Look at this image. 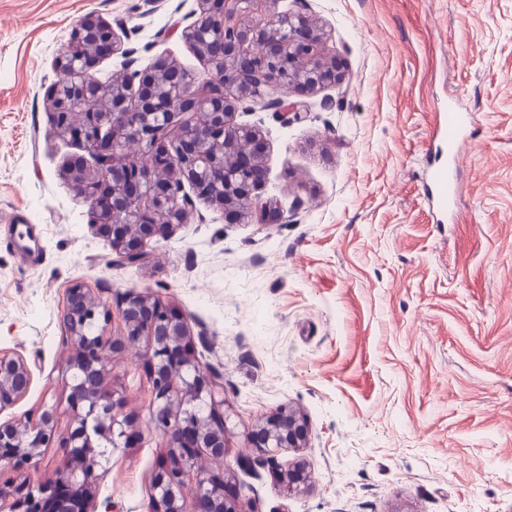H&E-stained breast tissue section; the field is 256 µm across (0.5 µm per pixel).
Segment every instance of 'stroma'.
<instances>
[{
	"mask_svg": "<svg viewBox=\"0 0 512 512\" xmlns=\"http://www.w3.org/2000/svg\"><path fill=\"white\" fill-rule=\"evenodd\" d=\"M341 83L301 112H239L260 127L268 179L236 224L196 198L171 238L120 261L92 202L62 173L88 161L53 134L46 90L57 51L93 13L125 20L137 68L164 56L205 76L183 41L196 0H0V350L32 372L3 419L65 405L68 288L108 303L127 291L187 317L201 370L224 389V468L244 512H512V0H308ZM469 110L456 201L438 222L423 175L438 114ZM30 225L40 258L13 244ZM111 381L141 445L110 455L99 500L146 512L163 443L135 353ZM305 414L307 448L274 462L245 435L277 406ZM305 462L307 492L273 470Z\"/></svg>",
	"mask_w": 512,
	"mask_h": 512,
	"instance_id": "1",
	"label": "stroma"
}]
</instances>
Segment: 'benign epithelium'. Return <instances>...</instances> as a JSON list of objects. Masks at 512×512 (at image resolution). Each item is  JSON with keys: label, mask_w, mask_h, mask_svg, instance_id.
Instances as JSON below:
<instances>
[{"label": "benign epithelium", "mask_w": 512, "mask_h": 512, "mask_svg": "<svg viewBox=\"0 0 512 512\" xmlns=\"http://www.w3.org/2000/svg\"><path fill=\"white\" fill-rule=\"evenodd\" d=\"M196 2L182 38L207 65V80L162 56L147 69L134 68V49L121 38L125 22L112 25L88 13L56 55L59 79L46 92L54 133L79 141L94 160L92 167L67 165L70 184L92 199L91 227L128 264H140L147 241L165 239L184 223L187 185L222 208L225 222L246 215L268 169L261 131L234 122L236 112L256 97L314 93L343 79L304 0L293 10L280 9V0ZM260 2L266 18L257 22L252 13ZM77 42L88 51L72 54ZM117 54L125 73L117 83H101L94 62ZM101 99L108 100L103 111L95 108ZM118 310L124 332L113 336L112 308L81 284L68 289L62 322L75 354L62 379L73 426L55 440V405L23 421L0 422V512H40L47 497L56 499V512H72L65 489L81 495L82 512H98L94 485L106 474L102 441L116 449L139 438L131 430L134 419L122 413V395L104 391L105 361L136 344L151 385L150 426L166 445L151 479L148 512H240L224 472V397L195 364L186 317L135 291L120 298ZM31 382L22 358L0 353V413L25 397ZM309 439L307 418L289 405L248 435L250 448L270 462L283 449L308 447ZM55 441L65 467L51 481L32 482L26 471L39 469ZM274 475L290 495L307 488L301 464Z\"/></svg>", "instance_id": "obj_1"}]
</instances>
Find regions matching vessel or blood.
<instances>
[{"label": "vessel or blood", "instance_id": "1", "mask_svg": "<svg viewBox=\"0 0 512 512\" xmlns=\"http://www.w3.org/2000/svg\"><path fill=\"white\" fill-rule=\"evenodd\" d=\"M471 124L472 116L469 112L452 107L442 113L434 129L435 138L448 150L447 162L434 167L427 175L432 198L440 208H447L456 196L460 173L456 144L462 131Z\"/></svg>", "mask_w": 512, "mask_h": 512}]
</instances>
